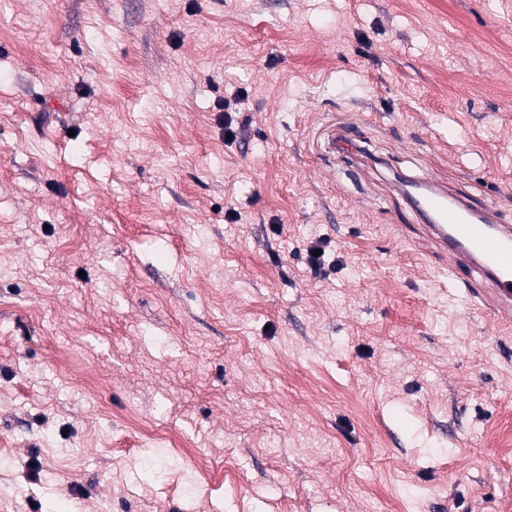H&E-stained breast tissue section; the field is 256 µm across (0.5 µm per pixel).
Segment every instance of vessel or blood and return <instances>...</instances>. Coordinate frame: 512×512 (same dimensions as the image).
<instances>
[{
    "label": "vessel or blood",
    "mask_w": 512,
    "mask_h": 512,
    "mask_svg": "<svg viewBox=\"0 0 512 512\" xmlns=\"http://www.w3.org/2000/svg\"><path fill=\"white\" fill-rule=\"evenodd\" d=\"M416 208V231L445 258L449 278L512 323V225L491 204L473 220L465 198L434 179Z\"/></svg>",
    "instance_id": "obj_1"
}]
</instances>
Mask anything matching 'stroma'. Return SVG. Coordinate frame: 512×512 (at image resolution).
I'll return each mask as SVG.
<instances>
[{"instance_id": "obj_1", "label": "stroma", "mask_w": 512, "mask_h": 512, "mask_svg": "<svg viewBox=\"0 0 512 512\" xmlns=\"http://www.w3.org/2000/svg\"><path fill=\"white\" fill-rule=\"evenodd\" d=\"M400 178L512 225V0H0V512H512Z\"/></svg>"}]
</instances>
